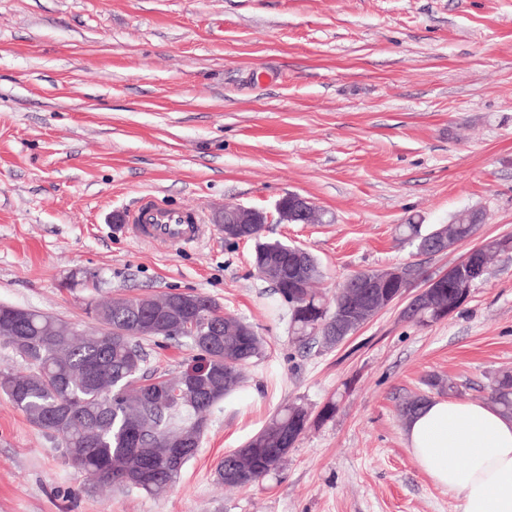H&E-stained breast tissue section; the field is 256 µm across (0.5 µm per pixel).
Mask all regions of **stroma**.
Wrapping results in <instances>:
<instances>
[{"mask_svg":"<svg viewBox=\"0 0 512 512\" xmlns=\"http://www.w3.org/2000/svg\"><path fill=\"white\" fill-rule=\"evenodd\" d=\"M289 192L331 222L261 238L308 250L330 296L355 272L435 275L470 248L421 253L398 225L477 210L478 240L512 235V0H0V303L85 325L92 297L196 292L265 344L159 496L94 484L0 396V512H461L412 459L398 409L432 377L485 401L512 370V252L432 325L395 303L333 348L301 345L254 241L212 222ZM146 195L199 210L208 234L134 240ZM143 347L161 374L194 354ZM290 401L310 420L284 469L219 483L224 455Z\"/></svg>","mask_w":512,"mask_h":512,"instance_id":"1","label":"stroma"}]
</instances>
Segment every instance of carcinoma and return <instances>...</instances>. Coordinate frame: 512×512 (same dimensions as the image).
Returning <instances> with one entry per match:
<instances>
[{"label":"carcinoma","instance_id":"1","mask_svg":"<svg viewBox=\"0 0 512 512\" xmlns=\"http://www.w3.org/2000/svg\"><path fill=\"white\" fill-rule=\"evenodd\" d=\"M437 227L423 235L417 224H401L398 231L417 247L440 233ZM258 224L241 225L240 235L257 241L253 268L263 280L275 285L278 303L288 307L292 333L300 342L319 339L326 347L345 340L331 335L328 326L358 298L359 289L347 279L332 302L313 290L323 277L314 258L293 261V246L261 240ZM473 234L469 215H458L448 225V238L462 241ZM512 250V237L482 242L475 259L489 266L491 258ZM302 287L294 288V281ZM469 276L461 269L448 285L435 289L431 302L413 310L406 318L427 326L443 319L441 311L459 308L462 287ZM199 306L183 315L163 336L165 340H190L193 363L179 375L169 377L146 369L148 353L141 342L138 324L142 297H115L108 303L91 300L86 314L93 321L83 333L58 317L33 310L24 324L29 343L15 348L7 336L0 342L11 347L16 358L27 365L23 374L0 372V393L38 430L63 435L60 447L65 460L83 470L91 479L117 488H130L126 480L141 466L154 473L140 491L159 494L171 489L183 467H173L166 456V438L175 432L195 437L186 450V460L197 452L211 412L241 387L244 368L263 355V343L252 325L236 316H224V309L197 295ZM196 378L216 387L218 396L188 408L176 391L182 381ZM168 390V400L157 403L147 398L154 389ZM487 400L501 415L512 418V372L501 371L488 386ZM429 401L427 395L406 399L400 408L409 421ZM309 423L307 410L299 404L280 409L269 423L241 448L224 456L216 468L218 480L227 486L246 488L262 483L277 472ZM233 471L235 476L224 478Z\"/></svg>","mask_w":512,"mask_h":512}]
</instances>
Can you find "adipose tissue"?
<instances>
[{
  "mask_svg": "<svg viewBox=\"0 0 512 512\" xmlns=\"http://www.w3.org/2000/svg\"><path fill=\"white\" fill-rule=\"evenodd\" d=\"M404 436L416 464L459 495L461 512H512V419L485 403L434 400Z\"/></svg>",
  "mask_w": 512,
  "mask_h": 512,
  "instance_id": "1",
  "label": "adipose tissue"
}]
</instances>
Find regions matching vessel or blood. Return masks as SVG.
<instances>
[{"instance_id":"obj_1","label":"vessel or blood","mask_w":512,"mask_h":512,"mask_svg":"<svg viewBox=\"0 0 512 512\" xmlns=\"http://www.w3.org/2000/svg\"><path fill=\"white\" fill-rule=\"evenodd\" d=\"M130 230L137 240L167 241L171 246H190L207 233L198 211L193 209L165 208L154 200H144L130 218Z\"/></svg>"}]
</instances>
